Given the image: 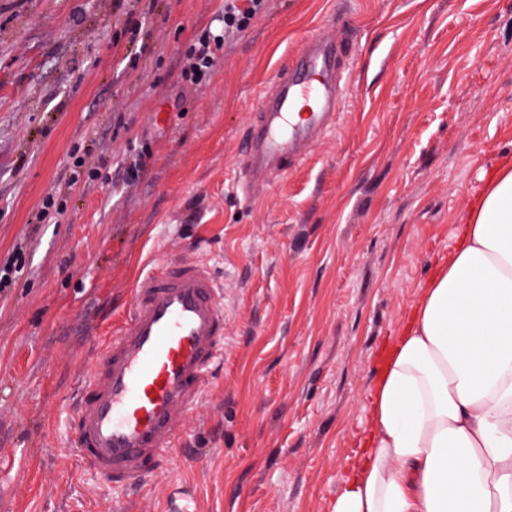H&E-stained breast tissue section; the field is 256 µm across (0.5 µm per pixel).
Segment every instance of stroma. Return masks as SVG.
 Returning a JSON list of instances; mask_svg holds the SVG:
<instances>
[{
	"mask_svg": "<svg viewBox=\"0 0 512 512\" xmlns=\"http://www.w3.org/2000/svg\"><path fill=\"white\" fill-rule=\"evenodd\" d=\"M223 19L224 0H0V512H166L176 485L194 512H332L384 343L512 160V0H267L183 93ZM343 21L335 128L245 196L261 94ZM85 154L106 161L72 180ZM174 255L223 288V371L129 501L65 454V412ZM220 37V35L213 37V46L209 35L199 40L198 47L190 55L193 61L183 73L185 81L194 85H199L203 82L213 66L216 51L223 45ZM196 71H199V74H196Z\"/></svg>",
	"mask_w": 512,
	"mask_h": 512,
	"instance_id": "1",
	"label": "stroma"
}]
</instances>
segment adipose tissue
<instances>
[{"instance_id": "1", "label": "adipose tissue", "mask_w": 512, "mask_h": 512, "mask_svg": "<svg viewBox=\"0 0 512 512\" xmlns=\"http://www.w3.org/2000/svg\"><path fill=\"white\" fill-rule=\"evenodd\" d=\"M333 512H512V161L386 344Z\"/></svg>"}]
</instances>
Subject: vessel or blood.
<instances>
[{
  "instance_id": "vessel-or-blood-1",
  "label": "vessel or blood",
  "mask_w": 512,
  "mask_h": 512,
  "mask_svg": "<svg viewBox=\"0 0 512 512\" xmlns=\"http://www.w3.org/2000/svg\"><path fill=\"white\" fill-rule=\"evenodd\" d=\"M350 45L311 35L262 96L245 141L246 191L282 176L336 124ZM210 269L168 264L133 285L116 335L95 344L73 403L69 447L103 484L137 485L168 462L224 358Z\"/></svg>"
}]
</instances>
